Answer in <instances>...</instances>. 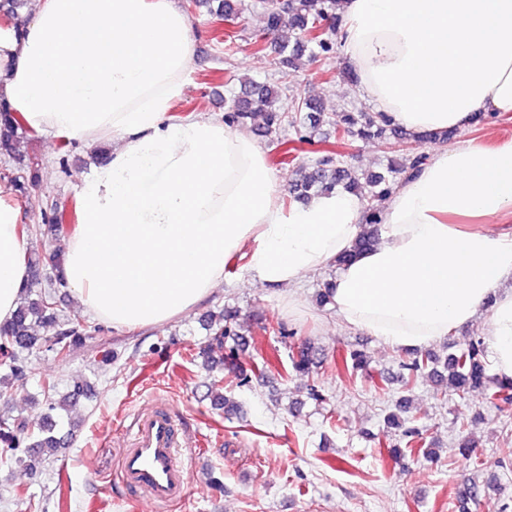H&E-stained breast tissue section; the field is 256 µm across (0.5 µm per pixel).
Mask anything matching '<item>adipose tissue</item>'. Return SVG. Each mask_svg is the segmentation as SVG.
I'll return each mask as SVG.
<instances>
[{
    "label": "adipose tissue",
    "instance_id": "obj_1",
    "mask_svg": "<svg viewBox=\"0 0 512 512\" xmlns=\"http://www.w3.org/2000/svg\"><path fill=\"white\" fill-rule=\"evenodd\" d=\"M23 36L0 28V94L29 128L108 159L81 187L66 285L96 317L144 329L186 313L224 280L295 292L351 248L359 197L339 189L282 208L252 135L175 117L194 41L175 0H34ZM338 44L361 97L414 134L512 112V0H344ZM512 138L442 148L389 197L379 241L338 270L341 325L420 348L488 313L494 374L512 380ZM20 210L0 197V323L28 280Z\"/></svg>",
    "mask_w": 512,
    "mask_h": 512
}]
</instances>
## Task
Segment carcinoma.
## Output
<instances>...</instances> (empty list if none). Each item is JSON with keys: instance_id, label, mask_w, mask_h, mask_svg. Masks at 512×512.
<instances>
[{"instance_id": "obj_1", "label": "carcinoma", "mask_w": 512, "mask_h": 512, "mask_svg": "<svg viewBox=\"0 0 512 512\" xmlns=\"http://www.w3.org/2000/svg\"><path fill=\"white\" fill-rule=\"evenodd\" d=\"M23 0H6L3 4L7 26L20 32L28 24L19 9ZM342 0H284V3L267 9L263 31L255 36L253 46L258 52L267 49L266 39L274 36V51L280 56L282 66L290 68L302 58L309 60L335 51L341 16L339 6ZM210 12L226 21L234 20L240 11L236 0H206ZM288 28L293 38H281L280 32ZM278 93L266 86L248 82L244 91L225 102L224 123L239 129H257L265 137L274 138L284 124L292 126L299 140L312 142L315 130L326 121L333 126L336 134V149L312 161L300 183L292 190L293 199H301L311 193H328L341 186L365 200L361 232L352 248L339 254L333 265L340 267L355 255L369 250L378 239V202L386 199L397 187L398 175L412 173L426 160V155L415 154L408 166L393 165L384 173H375L364 178L351 169L346 160L344 148L351 138L364 140L383 138L386 148L392 151H414L421 145L441 139L437 133L411 135L391 123L384 114L367 112H335L324 103L304 99L297 105V112L306 113V120L296 117L286 120V115L276 107ZM25 132L22 116L12 113L10 104L0 99V157L17 160V174L11 178L14 191L23 195L28 186L35 183L37 163L18 154L17 144ZM77 207L71 210L50 209L42 216V223L48 232L58 235L69 227H77ZM44 261L40 256L28 259L31 280L21 294L13 318L0 325V360L7 366L14 380L25 376L28 370L26 353L39 346L40 338L33 333L38 325H56L54 295L50 292L34 290L43 269ZM204 327L209 336L208 345L200 350L206 356L217 350L224 351V362L229 366L231 379L229 384L241 386L250 382L256 374V368H244L235 362L238 352L256 344L252 337L241 333L238 311L231 308L208 318ZM86 326L82 319L75 317L66 323V327L56 331L48 345L57 360L67 361L74 349L85 338ZM328 358L324 349L306 342L288 356L287 376L304 379L310 377ZM344 372L353 376L367 370L366 353L361 349H352L342 357ZM400 383L405 395L396 400L395 407L404 411L408 407L412 393L419 379L425 375L434 379L436 393L448 395V388L463 399L475 389L485 390L486 403L501 413L512 409V380H500L487 374L485 345L482 339H473L460 346L453 345L444 359L440 360L429 351H416L412 357L399 360ZM43 392L47 394V413L43 425L34 432L25 422L11 417H0V465L13 460L22 462L29 459L33 463H49L55 459L61 447L59 437V413L66 410V400L53 397L55 383L44 381ZM389 428L400 431L399 444L388 449L394 459H399L415 448L422 454L433 458L429 451L432 442L427 440L425 429L415 424V420L402 419L396 413L386 415Z\"/></svg>"}]
</instances>
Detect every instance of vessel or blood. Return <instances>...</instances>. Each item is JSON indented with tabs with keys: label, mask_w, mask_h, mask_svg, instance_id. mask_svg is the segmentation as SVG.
Segmentation results:
<instances>
[{
	"label": "vessel or blood",
	"mask_w": 512,
	"mask_h": 512,
	"mask_svg": "<svg viewBox=\"0 0 512 512\" xmlns=\"http://www.w3.org/2000/svg\"><path fill=\"white\" fill-rule=\"evenodd\" d=\"M121 431L129 442L121 461V482L129 492L127 503L151 504L169 512L185 497L188 463L182 455L187 435L166 403L138 411Z\"/></svg>",
	"instance_id": "vessel-or-blood-1"
}]
</instances>
